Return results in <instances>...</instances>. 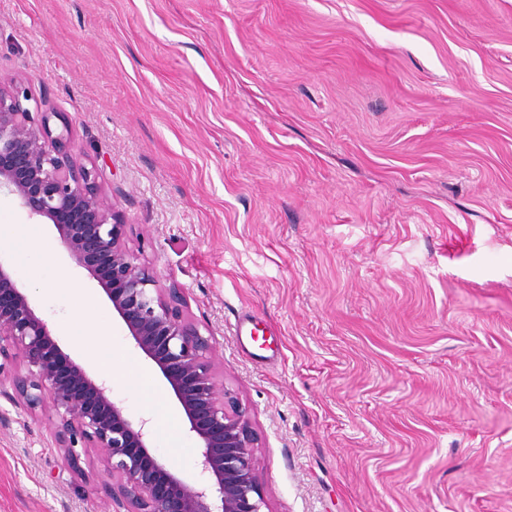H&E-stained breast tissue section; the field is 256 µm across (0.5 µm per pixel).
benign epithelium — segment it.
Masks as SVG:
<instances>
[{"mask_svg": "<svg viewBox=\"0 0 512 512\" xmlns=\"http://www.w3.org/2000/svg\"><path fill=\"white\" fill-rule=\"evenodd\" d=\"M19 84L0 83V194L54 225L75 262L96 277L136 346L159 368L197 441L209 484L190 485L150 450L148 421L129 418L110 388L60 349L27 288L0 258V378L10 374L27 408H51L55 438L81 471L77 447L102 448L116 512H264L257 437L234 396L217 387L209 342L184 309L180 289L163 287L135 259L127 224L98 169L53 135L52 112H32ZM23 367L6 370L9 347Z\"/></svg>", "mask_w": 512, "mask_h": 512, "instance_id": "benign-epithelium-1", "label": "benign epithelium"}]
</instances>
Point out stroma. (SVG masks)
Returning <instances> with one entry per match:
<instances>
[{
    "label": "stroma",
    "mask_w": 512,
    "mask_h": 512,
    "mask_svg": "<svg viewBox=\"0 0 512 512\" xmlns=\"http://www.w3.org/2000/svg\"><path fill=\"white\" fill-rule=\"evenodd\" d=\"M0 80L180 289L270 512H512V0H0ZM35 222L51 267L16 275L60 348L116 355L113 399L203 481L96 278L0 197ZM56 421L0 383V512H112L105 451L73 471Z\"/></svg>",
    "instance_id": "obj_1"
}]
</instances>
